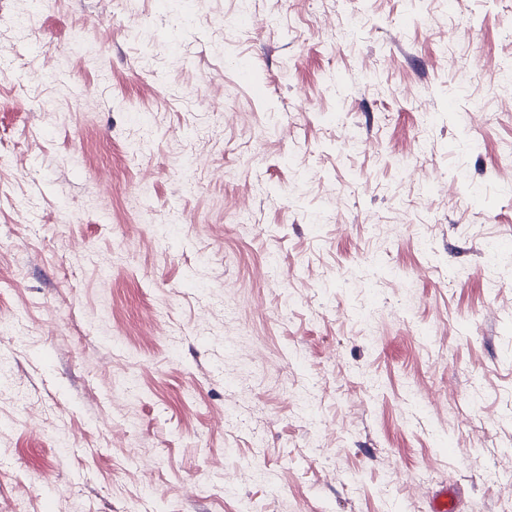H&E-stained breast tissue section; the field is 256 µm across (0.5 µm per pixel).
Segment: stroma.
Here are the masks:
<instances>
[{
  "label": "stroma",
  "instance_id": "1",
  "mask_svg": "<svg viewBox=\"0 0 512 512\" xmlns=\"http://www.w3.org/2000/svg\"><path fill=\"white\" fill-rule=\"evenodd\" d=\"M238 3L0 0V512H501L512 0Z\"/></svg>",
  "mask_w": 512,
  "mask_h": 512
}]
</instances>
